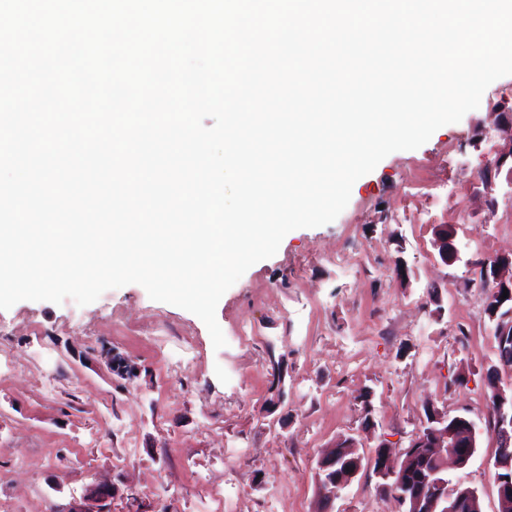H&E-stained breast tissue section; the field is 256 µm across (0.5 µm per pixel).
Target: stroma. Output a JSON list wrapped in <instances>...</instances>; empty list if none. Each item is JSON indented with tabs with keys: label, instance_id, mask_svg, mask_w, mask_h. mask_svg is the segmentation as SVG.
<instances>
[{
	"label": "stroma",
	"instance_id": "1",
	"mask_svg": "<svg viewBox=\"0 0 512 512\" xmlns=\"http://www.w3.org/2000/svg\"><path fill=\"white\" fill-rule=\"evenodd\" d=\"M503 107L512 75L359 178L332 223L286 234L221 297V349L196 315L138 284L86 306L0 310V512H54L98 479L118 489L112 512L131 491L143 512H214L218 491L224 512H316L325 448L351 435L364 457L383 439L402 452L429 406L475 423L474 456L447 478L497 512L485 383L496 342L473 263L512 251V195L478 176L503 143ZM439 224L463 262L433 250ZM109 350L137 377L114 375ZM377 483L364 467L332 512H400Z\"/></svg>",
	"mask_w": 512,
	"mask_h": 512
}]
</instances>
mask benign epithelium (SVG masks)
<instances>
[{"label": "benign epithelium", "instance_id": "1", "mask_svg": "<svg viewBox=\"0 0 512 512\" xmlns=\"http://www.w3.org/2000/svg\"><path fill=\"white\" fill-rule=\"evenodd\" d=\"M497 126L505 133V144L495 161L479 171L486 186L495 185V175L501 172L507 160L512 159V114L497 113ZM432 248L444 264L461 260V252L452 238L434 236ZM512 284V255H497L489 258L483 279L477 281L479 288L488 290L494 285ZM509 322L494 323L497 338V364L490 367L487 376L494 383L496 395L497 426H488L487 431L496 448L492 466L496 470H512V383L502 384V374L512 371V350H503L502 341L512 334V312ZM109 367L122 365L127 371L125 378L137 376L138 367L129 359L109 352L106 355ZM429 420L410 438L401 455L393 457L387 451L388 443L377 445L373 462L377 463L376 475L380 479L377 491L394 497L405 506L404 512H458L460 502L478 497L477 491L458 485L448 489L444 472L448 461L464 467L474 455L478 443V432L473 421L460 429L448 427V416L432 407L427 408ZM334 454L323 453L318 461V489L320 501L328 512L339 496L363 467V456L357 453L354 438H340L333 445ZM115 487L108 483L92 482L83 492L72 498L62 512H112Z\"/></svg>", "mask_w": 512, "mask_h": 512}]
</instances>
